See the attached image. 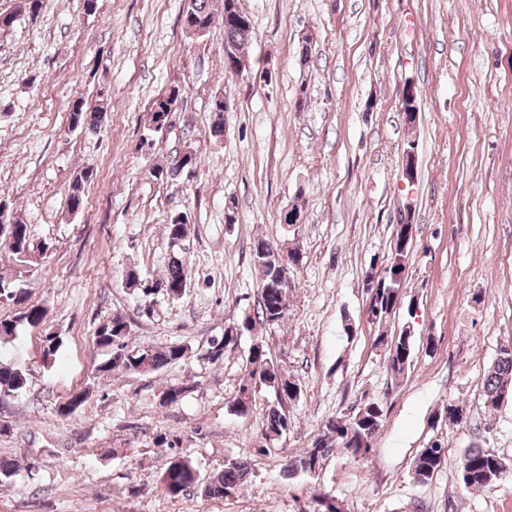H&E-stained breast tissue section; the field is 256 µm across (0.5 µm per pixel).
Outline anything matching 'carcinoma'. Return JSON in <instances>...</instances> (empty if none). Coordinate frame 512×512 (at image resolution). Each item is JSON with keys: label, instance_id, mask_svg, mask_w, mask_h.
Listing matches in <instances>:
<instances>
[{"label": "carcinoma", "instance_id": "cac0c4a2", "mask_svg": "<svg viewBox=\"0 0 512 512\" xmlns=\"http://www.w3.org/2000/svg\"><path fill=\"white\" fill-rule=\"evenodd\" d=\"M224 44L237 51L239 56H246V46L252 40L253 27L250 17L241 7L240 0H223ZM215 22L212 0H186V6L180 17L181 28L187 35L194 34L192 27L201 26L208 30ZM176 99L153 102L149 112V126L160 130L157 115L173 114ZM104 107L99 104H88L79 99L72 104L69 121L71 127L88 132H95L101 126ZM187 165L178 161V155L170 157L164 166L152 169V176L159 179L173 180L177 178ZM94 178V169L86 168L76 175L70 186L69 209L76 212L83 207L84 187ZM14 227L13 239L9 242L0 238V248H6L18 257H28L31 251L30 231L28 225L18 219H11ZM188 224L185 218L170 220L166 225L169 243H177L187 237ZM281 249L272 246L265 239H258L252 245V259L259 275L260 292L254 315L242 324L228 326L224 336L211 340L207 355L209 360L216 361L224 357V353L235 348L239 331H251L255 326H274L281 322L287 311L288 288L281 285L278 265V253ZM409 248L396 243L385 268L384 280H375V274L369 273L364 287L372 292V298L366 310V320L375 324L397 308L403 306V279L395 274L406 269ZM161 285L175 291L187 285L185 276V259L179 254H172L167 265L165 278ZM25 293H20L17 303L22 305L18 317L12 320H0V336L8 337L16 332L17 325L25 322L31 327H38L45 321L46 309L36 305H25ZM127 322L115 314L102 323L96 334L95 342L101 348H112L125 336ZM376 345L383 349L390 372L399 378L411 365L415 346L411 331L403 329L394 337L380 335ZM187 355V347L173 343L157 348L153 345L144 346L131 353L118 347L111 357L101 365L107 372L146 373L155 372L168 365L176 364ZM248 376L239 384L237 397L233 402L236 413H248L254 388L262 384L273 389L276 404L271 406L262 421V435L267 440H274L287 433L290 425L286 403L296 399L300 394L299 384L289 378L268 357L265 341L259 336L249 349L246 360ZM25 374L11 366L0 363V395L9 396L25 387ZM512 392V346H505L482 381V402L484 410L494 413L499 410L500 396L504 389ZM87 399V393L81 391L72 394L65 403L59 406L60 414L69 416L80 408ZM384 417L382 404L374 399L368 400L348 414L332 416L322 424L317 439L302 454L290 461L283 475L289 479L296 475L317 472L328 456L335 449H340L355 459L366 458L373 450L374 438L381 427ZM445 461L443 444L434 440L421 449L415 457L414 474L421 482L434 475ZM251 464L246 461H230L224 465V471L202 482L197 470L191 463L178 458L170 461L163 473L162 482L168 494L176 496L199 489L211 499L228 497L232 492L241 490L247 482ZM464 487L481 490L492 487L507 476L506 462L492 448H484L477 443L465 449L461 456L458 472ZM308 512H344L341 503L324 495L312 498Z\"/></svg>", "mask_w": 512, "mask_h": 512}]
</instances>
